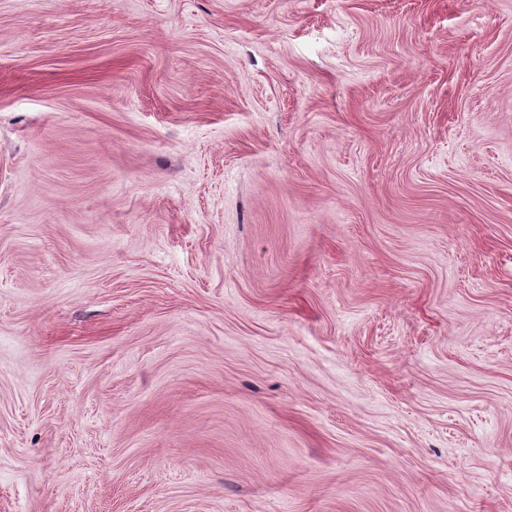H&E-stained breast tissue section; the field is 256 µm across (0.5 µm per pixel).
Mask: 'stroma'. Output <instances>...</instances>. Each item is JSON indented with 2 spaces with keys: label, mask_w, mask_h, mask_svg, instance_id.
<instances>
[{
  "label": "stroma",
  "mask_w": 512,
  "mask_h": 512,
  "mask_svg": "<svg viewBox=\"0 0 512 512\" xmlns=\"http://www.w3.org/2000/svg\"><path fill=\"white\" fill-rule=\"evenodd\" d=\"M0 512H512V0H0Z\"/></svg>",
  "instance_id": "stroma-1"
}]
</instances>
